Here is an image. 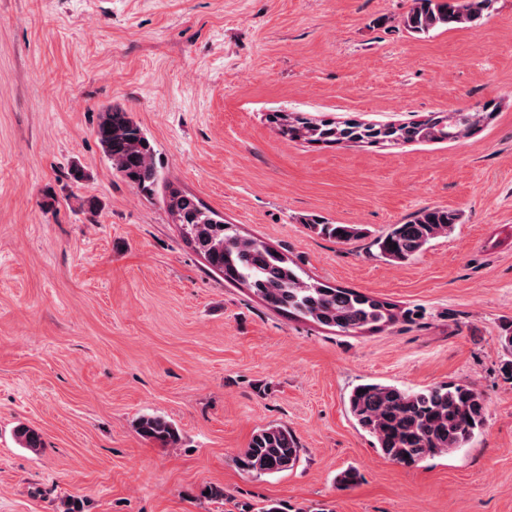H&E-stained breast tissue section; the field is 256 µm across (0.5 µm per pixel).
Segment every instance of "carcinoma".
I'll return each mask as SVG.
<instances>
[{"instance_id":"cac0c4a2","label":"carcinoma","mask_w":512,"mask_h":512,"mask_svg":"<svg viewBox=\"0 0 512 512\" xmlns=\"http://www.w3.org/2000/svg\"><path fill=\"white\" fill-rule=\"evenodd\" d=\"M492 3L493 0H412L400 24L419 35L437 29L473 28L480 24ZM495 116L486 109H460L447 114L432 112L420 121L373 125L274 113L269 122L290 140L393 148L412 142L456 141L490 123ZM94 135L127 183L147 193L161 184L150 141L126 110L107 107ZM164 188L168 210L209 269L220 273L228 283L247 286L268 306L349 335L381 332L407 317L408 312L393 302L352 288L304 280L284 254L260 240L240 235L232 224L220 227L224 218L204 207L194 195L170 183ZM460 221L461 214L456 210L429 208L374 237L358 224L313 223L309 228L339 242L371 236L381 258L405 263L418 257L432 241L451 233ZM500 342L510 355L502 370L512 376V322L502 326ZM347 404L359 428L374 438V447L406 466L457 451L482 429L486 417L482 393L464 384L440 383L414 390L364 383L353 388ZM138 431L142 437L164 446L175 445L179 440L177 428L158 415L141 417ZM15 435L25 448L42 447L39 434L24 425L17 427ZM299 457L293 431L285 425H271L252 436L238 465L261 476L289 471Z\"/></svg>"}]
</instances>
